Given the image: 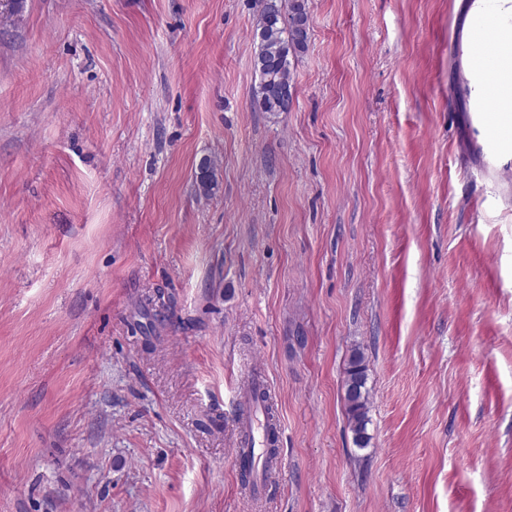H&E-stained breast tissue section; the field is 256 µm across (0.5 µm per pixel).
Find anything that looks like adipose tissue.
Listing matches in <instances>:
<instances>
[{"label":"adipose tissue","mask_w":512,"mask_h":512,"mask_svg":"<svg viewBox=\"0 0 512 512\" xmlns=\"http://www.w3.org/2000/svg\"><path fill=\"white\" fill-rule=\"evenodd\" d=\"M463 34L470 100L492 99L498 118H511L512 0H471Z\"/></svg>","instance_id":"obj_1"}]
</instances>
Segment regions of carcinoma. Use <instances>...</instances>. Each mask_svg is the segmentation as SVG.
<instances>
[{
    "mask_svg": "<svg viewBox=\"0 0 512 512\" xmlns=\"http://www.w3.org/2000/svg\"><path fill=\"white\" fill-rule=\"evenodd\" d=\"M310 31L309 14L305 0H283L281 10L270 13L264 0H259L255 35L261 37L255 68L260 77L259 90L267 86L292 87L289 56L304 53ZM367 367L363 352L352 351L345 371V401L350 428L356 446L364 448L370 437L369 403L366 391Z\"/></svg>",
    "mask_w": 512,
    "mask_h": 512,
    "instance_id": "carcinoma-1",
    "label": "carcinoma"
}]
</instances>
